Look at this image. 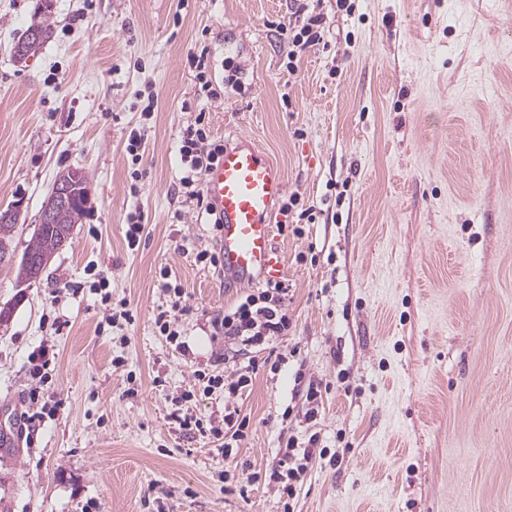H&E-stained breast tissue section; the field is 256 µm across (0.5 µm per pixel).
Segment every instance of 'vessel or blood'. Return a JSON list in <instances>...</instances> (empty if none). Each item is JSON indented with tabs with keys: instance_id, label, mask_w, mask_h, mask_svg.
I'll return each mask as SVG.
<instances>
[{
	"instance_id": "obj_1",
	"label": "vessel or blood",
	"mask_w": 512,
	"mask_h": 512,
	"mask_svg": "<svg viewBox=\"0 0 512 512\" xmlns=\"http://www.w3.org/2000/svg\"><path fill=\"white\" fill-rule=\"evenodd\" d=\"M204 190L221 221L225 278L244 285L280 278L285 256L275 246L274 215L287 185L279 167L243 140L225 146L223 159L205 176Z\"/></svg>"
}]
</instances>
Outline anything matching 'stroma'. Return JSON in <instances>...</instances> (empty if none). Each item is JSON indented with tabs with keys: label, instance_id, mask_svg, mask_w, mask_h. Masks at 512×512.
<instances>
[{
	"label": "stroma",
	"instance_id": "obj_1",
	"mask_svg": "<svg viewBox=\"0 0 512 512\" xmlns=\"http://www.w3.org/2000/svg\"><path fill=\"white\" fill-rule=\"evenodd\" d=\"M0 0V206L23 198V253L57 175L85 171L92 200L39 281L0 266V425L24 411L29 361L52 346L34 433L0 450V512H283L247 483L288 434L320 443L294 512H512V0ZM326 19L295 71L277 24L298 4ZM49 19L26 61L12 48ZM208 51L220 98L187 58ZM150 117L141 111L148 100ZM205 113L225 143L280 167L315 220L276 233L290 335L278 372L256 354L225 399L195 371H224L211 320L247 286L196 263L212 227L179 207L178 138ZM144 134L135 170L125 147ZM145 232L128 248L125 219ZM105 271L114 310L100 328ZM181 286L179 341L155 325ZM321 382L316 421H282L295 373ZM250 419L231 460L174 410ZM32 27H35L38 32H39V35H40V41L39 43L34 47L33 49V52H32V56L37 52V50L39 49V47L44 43L46 42V40L49 38V33H50V27H49V24H48V21L47 20H42V21H39L37 23H32L26 30L25 32L22 34V36L19 38L18 40V45H15L14 46V49H13V56L14 58L17 60V59H20L22 56H24L25 54V45L23 44H19L23 41H26V39L28 38V33H29V36H30V40H34L35 38H37V34L34 32L33 29H31ZM31 29V30H30ZM30 31V32H29Z\"/></svg>",
	"mask_w": 512,
	"mask_h": 512
}]
</instances>
